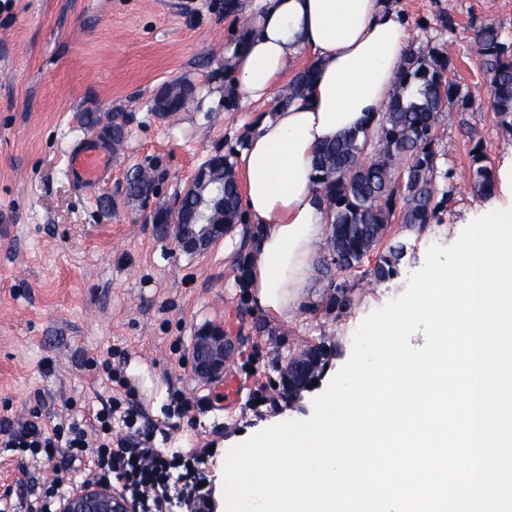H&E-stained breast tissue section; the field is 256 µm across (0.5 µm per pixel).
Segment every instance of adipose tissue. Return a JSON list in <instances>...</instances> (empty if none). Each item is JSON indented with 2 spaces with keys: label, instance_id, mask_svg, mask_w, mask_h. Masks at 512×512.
<instances>
[{
  "label": "adipose tissue",
  "instance_id": "obj_1",
  "mask_svg": "<svg viewBox=\"0 0 512 512\" xmlns=\"http://www.w3.org/2000/svg\"><path fill=\"white\" fill-rule=\"evenodd\" d=\"M409 46L387 0H258L251 32L231 50L233 96L271 99L290 65L309 53L316 80L255 123L237 150L250 224L255 307L287 319L307 296L316 248L330 231L312 160L341 135L372 128L392 97Z\"/></svg>",
  "mask_w": 512,
  "mask_h": 512
}]
</instances>
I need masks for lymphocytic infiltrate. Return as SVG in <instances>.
I'll return each instance as SVG.
<instances>
[{"label": "lymphocytic infiltrate", "instance_id": "lymphocytic-infiltrate-1", "mask_svg": "<svg viewBox=\"0 0 512 512\" xmlns=\"http://www.w3.org/2000/svg\"><path fill=\"white\" fill-rule=\"evenodd\" d=\"M139 413L112 398L88 417L69 425L48 424L39 415L0 420V447L23 456L15 484L31 487L29 463L54 461V476L43 482L29 512H57L69 492L63 472L80 467L84 475L110 482L134 504L136 512H176L186 506L192 512H215L209 487L201 486L198 470L213 449L176 456L154 447L143 438Z\"/></svg>", "mask_w": 512, "mask_h": 512}]
</instances>
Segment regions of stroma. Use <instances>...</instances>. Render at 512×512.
Masks as SVG:
<instances>
[{
  "label": "stroma",
  "mask_w": 512,
  "mask_h": 512,
  "mask_svg": "<svg viewBox=\"0 0 512 512\" xmlns=\"http://www.w3.org/2000/svg\"><path fill=\"white\" fill-rule=\"evenodd\" d=\"M392 2L413 46L450 55L472 102L468 111L444 114L437 129L438 163L454 172L455 203L425 233L390 225L389 237L408 245L398 277L379 283L351 273L352 304L338 316L321 309L327 280L313 273L310 302L285 321L256 310L250 289L237 283L243 228L229 242L188 254L171 230L152 222L200 164L235 152L270 109L227 98L228 52L255 0H237L231 15L225 0H10L0 8V419L38 406L45 420L65 422L121 394L162 427L178 392L192 410L166 449L186 452L212 440L226 448L283 413H311L350 359L363 320L404 292L431 245L453 244L467 216L487 209L471 186L473 138L492 170L512 156V133L489 108L473 42L482 24L512 42V0ZM442 11L451 13L452 29L437 23ZM175 82L191 84L192 96L181 111L157 116L153 99ZM115 121L125 138L104 146L112 170L94 190H82L67 173V153ZM152 165L163 176L158 194L146 203L129 199L127 177ZM210 323L235 343L224 373L241 392L228 406L218 401L220 382L198 379L190 365L192 337ZM322 341L339 353L317 387L291 403L276 401L289 357ZM135 363L147 366L154 392H142L130 375ZM111 365L122 385L108 381Z\"/></svg>",
  "instance_id": "stroma-1"
}]
</instances>
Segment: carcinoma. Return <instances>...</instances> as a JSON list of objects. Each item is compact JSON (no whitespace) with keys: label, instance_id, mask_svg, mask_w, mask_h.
I'll list each match as a JSON object with an SVG mask.
<instances>
[{"label":"carcinoma","instance_id":"1","mask_svg":"<svg viewBox=\"0 0 512 512\" xmlns=\"http://www.w3.org/2000/svg\"><path fill=\"white\" fill-rule=\"evenodd\" d=\"M478 64L489 80L490 108L500 124L512 131V44L502 40L499 29L484 24L474 31ZM453 62L448 53L435 46L410 49L399 67L396 88L389 103L375 124L379 149L374 159L365 161L369 132L346 133L321 148L314 160L316 184L322 202L332 217L328 239V257L320 269L352 271L374 251L378 259L369 273L375 281L385 282L398 276L401 261L407 255V244L386 239L388 224L395 216L410 231L424 232L440 222V214L454 199L452 170L438 167L436 150L437 125L444 112H465L469 97L459 83L449 77ZM316 78V68L309 65L299 71L285 93L274 98L270 111L301 96ZM190 94V87L176 83L159 93L167 99L165 113L177 112ZM214 175L224 183V206L212 212L215 223L224 224L229 234L246 221L242 209L241 189L228 155L209 159ZM401 176L395 177V171ZM472 187L484 199L494 194L495 179L486 163L481 142L473 141L470 151ZM155 177L154 172L138 171L128 180L126 193L140 199ZM205 190L199 185L185 193L180 213L187 216L196 210ZM252 255L242 252L236 260L237 281H249ZM325 309L344 313L351 304L346 282L328 281ZM316 358L312 374L303 382L282 387L280 396L293 400L302 391L314 388L329 358L335 355L332 345L323 342L308 349Z\"/></svg>","mask_w":512,"mask_h":512}]
</instances>
